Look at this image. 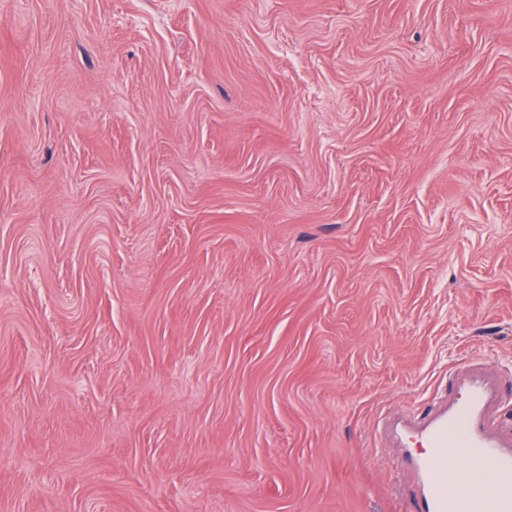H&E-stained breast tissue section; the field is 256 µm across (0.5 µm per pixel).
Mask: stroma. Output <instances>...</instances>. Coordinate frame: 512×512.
Returning <instances> with one entry per match:
<instances>
[{
  "mask_svg": "<svg viewBox=\"0 0 512 512\" xmlns=\"http://www.w3.org/2000/svg\"><path fill=\"white\" fill-rule=\"evenodd\" d=\"M479 356L512 0H0V512H405Z\"/></svg>",
  "mask_w": 512,
  "mask_h": 512,
  "instance_id": "1",
  "label": "stroma"
}]
</instances>
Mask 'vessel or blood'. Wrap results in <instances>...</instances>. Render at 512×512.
<instances>
[{"label":"vessel or blood","mask_w":512,"mask_h":512,"mask_svg":"<svg viewBox=\"0 0 512 512\" xmlns=\"http://www.w3.org/2000/svg\"><path fill=\"white\" fill-rule=\"evenodd\" d=\"M501 405L483 361L466 358L425 414L377 421L375 437L394 436L407 452L414 494L406 512H512V439L495 427ZM467 459L477 468H462Z\"/></svg>","instance_id":"1"}]
</instances>
